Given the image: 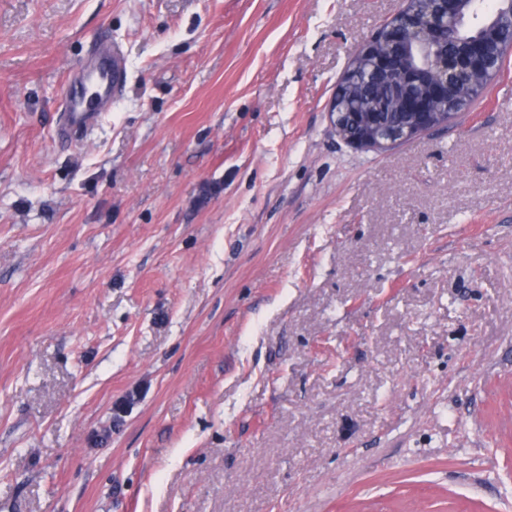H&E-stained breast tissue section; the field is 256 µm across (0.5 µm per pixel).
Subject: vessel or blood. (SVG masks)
I'll list each match as a JSON object with an SVG mask.
<instances>
[{"instance_id":"obj_1","label":"vessel or blood","mask_w":512,"mask_h":512,"mask_svg":"<svg viewBox=\"0 0 512 512\" xmlns=\"http://www.w3.org/2000/svg\"><path fill=\"white\" fill-rule=\"evenodd\" d=\"M127 77V64L121 51L106 37L95 40L80 83L69 88L64 96L59 134L67 137L97 125L100 115L111 111Z\"/></svg>"}]
</instances>
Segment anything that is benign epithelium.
Wrapping results in <instances>:
<instances>
[{"mask_svg": "<svg viewBox=\"0 0 512 512\" xmlns=\"http://www.w3.org/2000/svg\"><path fill=\"white\" fill-rule=\"evenodd\" d=\"M497 15L493 41L479 37L459 42L451 52L444 49L448 32L467 24L463 0H432L426 11H399L383 24L375 36L353 52L341 84L351 81L353 67L364 64L378 74L396 77L400 88L391 89V106L405 115L400 127L375 121L376 110L362 100L337 91L333 104L336 133L355 148L386 151L400 142H409L431 128L451 122L456 113L441 112L448 105L451 89L466 76L471 87L481 90L492 74L490 55L512 51V0Z\"/></svg>", "mask_w": 512, "mask_h": 512, "instance_id": "benign-epithelium-1", "label": "benign epithelium"}]
</instances>
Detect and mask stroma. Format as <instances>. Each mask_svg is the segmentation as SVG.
Masks as SVG:
<instances>
[{
	"mask_svg": "<svg viewBox=\"0 0 512 512\" xmlns=\"http://www.w3.org/2000/svg\"><path fill=\"white\" fill-rule=\"evenodd\" d=\"M403 0H0V512H512V57L332 125ZM129 65L56 136L100 34Z\"/></svg>",
	"mask_w": 512,
	"mask_h": 512,
	"instance_id": "stroma-1",
	"label": "stroma"
}]
</instances>
